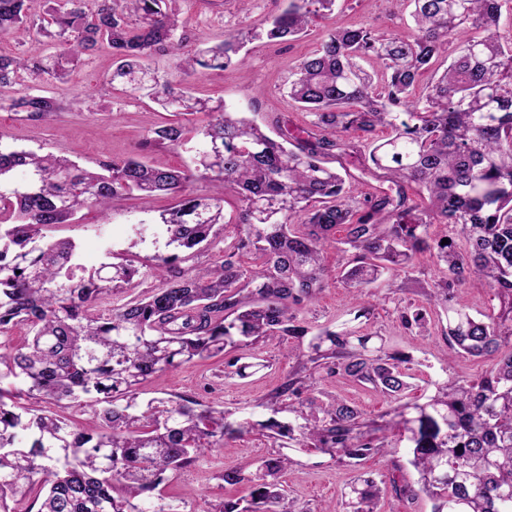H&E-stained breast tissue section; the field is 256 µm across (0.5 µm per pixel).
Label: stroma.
<instances>
[{"mask_svg":"<svg viewBox=\"0 0 512 512\" xmlns=\"http://www.w3.org/2000/svg\"><path fill=\"white\" fill-rule=\"evenodd\" d=\"M284 5V0H178L192 44L201 40L220 42L225 36L278 13ZM409 12L405 0H336V21L349 26L368 25L381 32L407 31ZM331 23L315 19L306 36L287 43L250 44L242 67L207 71L187 78L186 83L196 96L243 105L251 118L268 127L271 135H279L285 123L307 126L309 116L292 105L285 84L297 64L316 49ZM112 70L113 60L107 51L81 54L65 81L42 82L33 88L34 94L53 98L57 103L55 118L49 122L25 120L2 109L0 137L17 146L40 147L65 155L89 169L103 161L129 156L172 168L190 166L191 153L145 143L148 131L167 122L169 113L121 86L115 87L112 94H101L100 88ZM175 203L170 196H135L107 212H88L66 233L78 242L79 262L86 269L99 267L107 253L123 257L131 250L136 253V264L142 265L153 254L165 252V242L153 219ZM137 234L142 242L134 248L130 241ZM351 257V252L340 245L326 250L329 285L312 303L299 308L297 315L314 328L331 325L376 334L389 350L412 355L411 386L404 392V400H424L434 393L437 382L451 376L473 380L492 366L489 358L449 355L444 336L445 314L431 313L429 334L425 337L403 327L401 310L427 307V293L439 277L428 254L417 255L409 272H389L368 288L367 299L373 311L369 318L359 320L352 312L349 290L340 279ZM302 351V346L293 340L285 346L261 342L235 354L229 352L221 358L171 370L148 384L146 391L157 397H188L221 405L237 419L256 420L264 415L259 406L261 399L284 381ZM238 357L248 365L242 376L232 366ZM315 388L356 404L371 421L379 419L388 407L378 392L340 375L317 379ZM277 450L273 440L260 435L229 443L218 455L201 458L174 477L166 487L168 500L179 512H204L207 503L247 497L245 487L224 484L220 472L247 466ZM287 453L295 464L281 475L280 482L304 512H338L342 494L359 473L378 481L390 477L383 456L367 459L356 468L295 444L288 446Z\"/></svg>","mask_w":512,"mask_h":512,"instance_id":"35a3bbf8","label":"stroma"}]
</instances>
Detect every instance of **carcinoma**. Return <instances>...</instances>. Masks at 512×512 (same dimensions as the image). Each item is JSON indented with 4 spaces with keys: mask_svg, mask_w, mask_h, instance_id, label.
<instances>
[{
    "mask_svg": "<svg viewBox=\"0 0 512 512\" xmlns=\"http://www.w3.org/2000/svg\"><path fill=\"white\" fill-rule=\"evenodd\" d=\"M47 17H28L26 0H0V36L31 45L38 59L0 55V87L44 78L64 80L66 64L84 51L109 50L111 83L148 96L175 115L203 112L206 126L177 121L151 130L149 144L184 147L195 166L172 169L140 157L102 162L91 170L63 155L0 142V334L16 326L31 340L0 347V512H178L164 487L178 471L258 431L286 445L316 448L335 461L375 454L402 468L393 443H404L416 482L391 481L392 497L426 494L432 512H512V40L498 35L504 0H411L414 27L379 33L337 25L288 76L289 99L311 116L306 137L275 139L244 109L195 97L149 67L169 54L186 77L240 65L254 40L285 43L335 0H288L281 13L210 45L188 48L176 0H47ZM55 52L40 56L42 39ZM456 41L455 56L435 82L419 80ZM10 109L49 119L59 107L26 93ZM385 129L366 144L356 133ZM361 156V174L378 182L365 206L328 165ZM16 170L26 172L17 183ZM198 178L213 194L189 191ZM241 206L224 213V194ZM173 195L159 215L170 254H157L148 274L155 290L128 299L108 315L103 294L135 287L139 270L105 262L78 263V245L51 232L78 223L85 210L107 211L127 197ZM432 224L450 229L429 236ZM235 241L212 268L174 271L212 245L221 228ZM345 228L343 240L336 229ZM462 237L465 247H456ZM348 246L356 264L343 279L361 297L385 273L413 265L424 252L441 276L430 302L447 313L448 342L471 357L501 353L476 381L449 379L423 403L386 410L369 422L358 406L313 395V374L345 376L398 400L407 389L409 355L375 337L330 327L312 329L294 307L326 286L323 252ZM255 251L257 271L237 255ZM493 288L499 310L477 317L458 299L472 278ZM402 324L428 332L426 313L405 309ZM295 339L307 362L260 406L270 416L251 422L192 398L138 401L163 373L260 341ZM77 404L90 425L75 428L23 398ZM281 454L220 475L244 485L247 497L209 504L204 512H303L286 499ZM381 489L362 477L347 492L344 512H381Z\"/></svg>",
    "mask_w": 512,
    "mask_h": 512,
    "instance_id": "cac0c4a2",
    "label": "carcinoma"
}]
</instances>
